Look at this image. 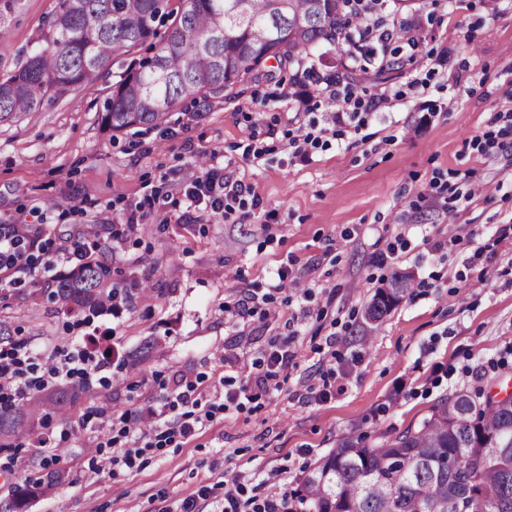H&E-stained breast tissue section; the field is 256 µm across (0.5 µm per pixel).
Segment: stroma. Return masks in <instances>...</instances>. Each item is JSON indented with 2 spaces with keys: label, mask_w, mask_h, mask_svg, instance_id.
Masks as SVG:
<instances>
[{
  "label": "stroma",
  "mask_w": 512,
  "mask_h": 512,
  "mask_svg": "<svg viewBox=\"0 0 512 512\" xmlns=\"http://www.w3.org/2000/svg\"><path fill=\"white\" fill-rule=\"evenodd\" d=\"M55 5L24 0L0 29V72L25 61ZM379 25L404 65L356 70L358 94L377 102L362 123L332 124L333 88L278 70L209 110L182 102L147 131L103 128L112 72L0 124V224L40 228L44 260L101 245L126 294L118 313L68 314L27 299L47 281L25 275L0 301L39 362L90 334L110 352L88 392L0 451V512L43 476L42 437L69 482L28 512H179L188 498L218 512L203 487L288 494L349 432L379 447L487 371L512 392V143L497 120L512 113V0H412ZM300 126L321 132L301 154L289 143ZM202 154L243 187L228 214L189 195ZM395 270L410 288L360 344L363 311ZM285 345L295 357L279 388L193 437L159 448L144 436L133 468L113 465L128 419L186 383L217 401Z\"/></svg>",
  "instance_id": "obj_1"
}]
</instances>
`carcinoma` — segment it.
<instances>
[{"label":"carcinoma","mask_w":512,"mask_h":512,"mask_svg":"<svg viewBox=\"0 0 512 512\" xmlns=\"http://www.w3.org/2000/svg\"><path fill=\"white\" fill-rule=\"evenodd\" d=\"M348 0H247L245 16L227 13L228 0H57L41 43L10 74L0 76V123L39 111L53 98L94 82L119 57L145 43L151 56L134 58L102 106L105 129H152L178 103L202 108L224 101L246 81L271 75L267 62L297 66L293 80L333 86L336 70L316 67L321 46L352 43L368 15ZM105 252L83 250L81 263L33 299L71 311L107 308L112 271ZM410 275L394 270L365 308L367 335L404 298ZM85 386L62 387L50 400L61 410ZM44 403L0 409V449L30 430ZM295 497L311 512H512V404L459 390L432 408L419 428L379 448L350 432L300 480Z\"/></svg>","instance_id":"carcinoma-1"}]
</instances>
